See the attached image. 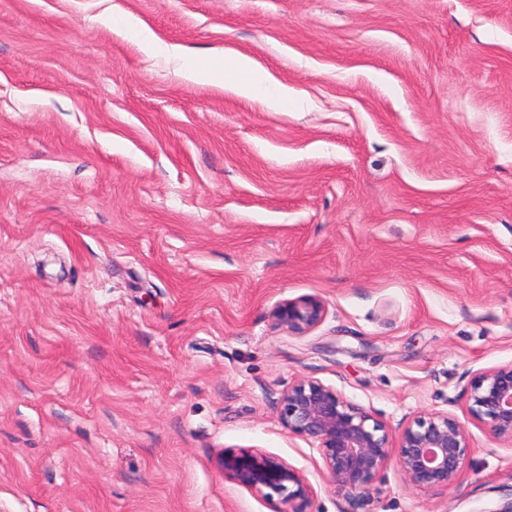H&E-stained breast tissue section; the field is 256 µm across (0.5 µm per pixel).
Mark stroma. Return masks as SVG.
<instances>
[{
	"label": "stroma",
	"mask_w": 512,
	"mask_h": 512,
	"mask_svg": "<svg viewBox=\"0 0 512 512\" xmlns=\"http://www.w3.org/2000/svg\"><path fill=\"white\" fill-rule=\"evenodd\" d=\"M230 55L287 106L180 74ZM510 362L512 0H0V512H272L240 448L346 512L288 386L396 435ZM468 431L456 484L391 463L372 512H503L512 447ZM325 304L315 296H303L278 305L272 312L275 325L302 334L316 327L325 316ZM216 466L225 479L271 502L273 512H315L312 485L277 456L258 449L227 450L218 455ZM274 495L288 510L277 507Z\"/></svg>",
	"instance_id": "stroma-1"
}]
</instances>
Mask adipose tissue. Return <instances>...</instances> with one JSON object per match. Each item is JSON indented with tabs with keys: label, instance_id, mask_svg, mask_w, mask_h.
Returning a JSON list of instances; mask_svg holds the SVG:
<instances>
[{
	"label": "adipose tissue",
	"instance_id": "ef3b65f1",
	"mask_svg": "<svg viewBox=\"0 0 512 512\" xmlns=\"http://www.w3.org/2000/svg\"><path fill=\"white\" fill-rule=\"evenodd\" d=\"M184 76L194 81L218 77L233 81L238 94L263 99L275 108L288 102L287 87L276 82L270 75L256 71L245 57L228 58L221 63L191 64L185 67Z\"/></svg>",
	"mask_w": 512,
	"mask_h": 512
}]
</instances>
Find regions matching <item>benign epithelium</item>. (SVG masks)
Here are the masks:
<instances>
[{"instance_id":"benign-epithelium-1","label":"benign epithelium","mask_w":512,"mask_h":512,"mask_svg":"<svg viewBox=\"0 0 512 512\" xmlns=\"http://www.w3.org/2000/svg\"><path fill=\"white\" fill-rule=\"evenodd\" d=\"M325 304L303 296L278 305L275 325L296 334L316 327ZM469 420L495 441L512 444V363L477 373L465 391ZM278 417L288 433L316 444L323 475L350 512H371L373 491L384 470L396 461L406 484L429 490L458 482L468 465L470 435L464 423L447 412L416 416L393 437L385 424L336 389L316 379H300L278 400ZM224 478L288 507L273 512H314L315 490L285 460L267 452L227 450L216 458Z\"/></svg>"}]
</instances>
